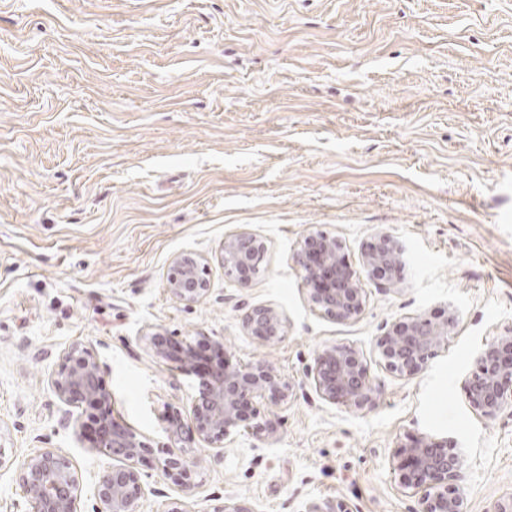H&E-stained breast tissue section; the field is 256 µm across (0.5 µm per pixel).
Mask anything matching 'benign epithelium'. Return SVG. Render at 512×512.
Here are the masks:
<instances>
[{
    "instance_id": "benign-epithelium-1",
    "label": "benign epithelium",
    "mask_w": 512,
    "mask_h": 512,
    "mask_svg": "<svg viewBox=\"0 0 512 512\" xmlns=\"http://www.w3.org/2000/svg\"><path fill=\"white\" fill-rule=\"evenodd\" d=\"M266 249L256 234L241 230L224 239L221 262L224 274L241 286L248 285L258 270ZM336 239L310 232L293 253L314 308L338 322H352L362 315L367 292L339 253ZM403 262V249L386 231L375 234L363 256L369 278L384 291L392 290ZM168 287L172 297L185 304L202 301L209 294L207 263L197 254L176 256L170 266ZM287 319L273 305H255L242 316L245 333L264 345H274L284 336ZM459 323L450 309L442 320L424 314L392 322L374 344L379 363L402 378L419 376L441 345L448 342ZM158 359L170 360L184 375L196 374L195 351L156 330L148 337ZM476 369L468 380L470 406L486 420L496 419L512 406V336H496L475 353ZM371 362L353 347L328 346L316 356L310 378L319 398L353 411L370 410L380 401V386L370 374ZM97 355L81 343L66 348L49 385L67 406L61 423L72 427L97 453L112 463L90 476L94 512H139L141 502L152 493L137 464L146 458L180 494L166 512H189L186 500L196 491V445L213 448L231 441L249 421L244 408L253 399L269 407L288 403L295 384L274 365L256 359L245 365L229 357L214 363L200 381L185 418H174L163 427L167 451L154 455L150 440L112 415V392L100 380ZM86 405L98 411L93 432L73 416L71 408ZM399 484L412 490L416 506L411 512H469L468 472L461 456L448 441L416 437L398 447ZM28 512H81L83 477L73 461L55 448H41L26 456L17 470ZM304 512H352L342 501L309 503Z\"/></svg>"
}]
</instances>
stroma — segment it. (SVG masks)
Masks as SVG:
<instances>
[{
	"label": "stroma",
	"mask_w": 512,
	"mask_h": 512,
	"mask_svg": "<svg viewBox=\"0 0 512 512\" xmlns=\"http://www.w3.org/2000/svg\"><path fill=\"white\" fill-rule=\"evenodd\" d=\"M243 229L267 245L245 288L218 261ZM312 230L362 279L391 232L396 290L369 285L354 322L320 315L292 260ZM189 251L210 293L187 306L167 277ZM259 304L287 316L276 345L241 326ZM452 308L419 376L372 366L374 409L306 377L324 347L368 353L391 322ZM159 328L296 384L276 436L197 448L191 512H411L392 463L416 434L462 453L470 512L511 495L512 409L486 421L465 380L512 336V0H0V512H27L16 466L39 448L85 476L109 463L60 423L48 380L72 343L103 363L113 412L165 443L199 379L153 356Z\"/></svg>",
	"instance_id": "1"
}]
</instances>
